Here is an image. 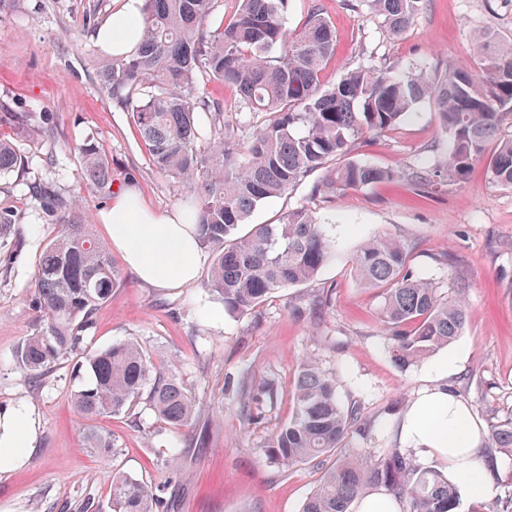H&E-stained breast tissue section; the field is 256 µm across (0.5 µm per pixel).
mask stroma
I'll use <instances>...</instances> for the list:
<instances>
[{
  "mask_svg": "<svg viewBox=\"0 0 512 512\" xmlns=\"http://www.w3.org/2000/svg\"><path fill=\"white\" fill-rule=\"evenodd\" d=\"M336 30V55L325 73L334 83L360 60L402 71L415 65L461 66L476 34L512 41V0H428L400 37L354 0H319ZM115 0H0V138L25 158L0 176V212L15 222L0 233V410L25 402L40 418L36 446L22 466L0 471V512H110L112 475L149 486L160 512H300L322 471L312 463L283 468L267 446L292 413V389L304 359L335 373L338 394L373 430L349 437L342 454L402 447L398 421L419 393L445 384L471 406L482 429L512 418V187L476 170L458 185L427 189L413 168L442 161L448 139L428 103L392 130L357 141L355 158L391 169L393 182L344 196L314 197L309 184L260 205L254 224L305 205L333 241V257L308 283L277 290L247 314L225 312L205 286L149 287L112 253L117 285L93 315L89 347L131 340L176 373L196 400L191 426L173 429L145 406L89 421L75 410L79 386L70 359L39 378L15 353L41 326L34 281L37 261L57 224L35 198L50 182L82 196L98 240L109 199L84 192L80 144L93 141L112 166L113 191L135 184L149 209L182 207L181 183L157 170L130 112L99 89L102 59L94 33ZM29 112L38 132L18 134L12 113ZM388 233L407 247V264L442 293H461L467 319L450 346L402 369L389 354L378 313L381 291L362 285L352 258L366 239ZM250 408L256 423L243 420ZM110 435L108 460L84 443L88 430Z\"/></svg>",
  "mask_w": 512,
  "mask_h": 512,
  "instance_id": "stroma-1",
  "label": "stroma"
}]
</instances>
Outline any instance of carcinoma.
I'll return each mask as SVG.
<instances>
[{"mask_svg": "<svg viewBox=\"0 0 512 512\" xmlns=\"http://www.w3.org/2000/svg\"><path fill=\"white\" fill-rule=\"evenodd\" d=\"M221 0H143V38L131 55L103 62L101 89L129 109L157 170L189 188L184 205L216 251L205 287L224 310L244 314L280 288L314 279L333 245L315 213L300 206L276 223L239 235L253 211L302 185L313 174L314 195L336 196L389 181L394 173L350 157L356 141L397 126L423 101L432 105L448 136L444 162L412 177L428 186L468 181L480 165L497 184L512 187V41L477 35L476 60L439 74L426 67L394 72L359 63L336 83H322L335 52L336 32L319 3L300 28L286 26L289 0H239L227 22H209ZM387 32L401 35L421 17L427 0H362ZM217 82L236 94L238 112H261L253 131L224 123V104L207 92ZM209 115L206 130L195 115ZM85 188L112 194V166L87 141L78 147ZM23 164L15 145L0 139V174ZM36 196L55 216L57 234L39 257L36 302L43 327L18 348V366L38 378L64 356L87 384L73 405L84 418L129 413L145 403L174 427L188 425L194 400L170 370L154 364L133 341L104 350L84 344L92 314L116 283L107 248L89 231L82 200L53 185ZM407 248L388 234L364 242L352 258L358 279L383 289L381 321L395 363L405 368L450 345L466 324L461 296H449L406 265ZM293 410L277 428L268 452L283 467L320 464L351 433L368 424L339 400L336 375L313 359L302 363L292 392ZM87 447L114 455L111 438L95 430ZM491 447L512 453V421L491 430ZM382 488L402 512H459L456 485L421 466L404 448H370L338 457L325 469L302 512H349L353 501ZM161 501L143 483L112 476L110 512H159Z\"/></svg>", "mask_w": 512, "mask_h": 512, "instance_id": "obj_1", "label": "carcinoma"}]
</instances>
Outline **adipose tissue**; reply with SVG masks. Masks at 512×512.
I'll use <instances>...</instances> for the list:
<instances>
[{
  "instance_id": "adipose-tissue-1",
  "label": "adipose tissue",
  "mask_w": 512,
  "mask_h": 512,
  "mask_svg": "<svg viewBox=\"0 0 512 512\" xmlns=\"http://www.w3.org/2000/svg\"><path fill=\"white\" fill-rule=\"evenodd\" d=\"M117 11L97 29L101 46L131 54L143 32L142 0H118ZM113 250L146 285L190 287L207 257V245L185 212L165 214L143 206L135 188L116 194L102 212ZM38 419L27 404L0 412V469L24 463L37 441ZM402 439L426 460L437 463L475 499L492 490V460L471 408L447 386L423 391L400 421Z\"/></svg>"
}]
</instances>
